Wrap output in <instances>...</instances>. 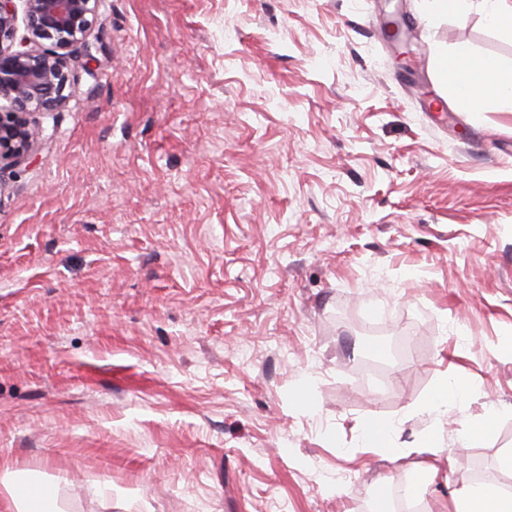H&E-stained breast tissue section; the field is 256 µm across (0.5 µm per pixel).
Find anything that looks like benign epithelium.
Listing matches in <instances>:
<instances>
[{"instance_id":"7a95c632","label":"benign epithelium","mask_w":512,"mask_h":512,"mask_svg":"<svg viewBox=\"0 0 512 512\" xmlns=\"http://www.w3.org/2000/svg\"><path fill=\"white\" fill-rule=\"evenodd\" d=\"M26 34L17 38L16 0H0V163L35 153L40 116L66 104L75 84L69 60L87 48L101 0H21ZM23 48L16 49V40Z\"/></svg>"}]
</instances>
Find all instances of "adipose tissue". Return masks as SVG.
<instances>
[{
  "label": "adipose tissue",
  "mask_w": 512,
  "mask_h": 512,
  "mask_svg": "<svg viewBox=\"0 0 512 512\" xmlns=\"http://www.w3.org/2000/svg\"><path fill=\"white\" fill-rule=\"evenodd\" d=\"M419 7L433 27L450 17L466 19L478 9L487 27L512 33V0H420ZM431 66L458 111L478 112L489 104L497 111L512 112V68L476 56L464 44L436 50ZM451 512H512V494L494 483L466 485L454 492Z\"/></svg>",
  "instance_id": "1"
}]
</instances>
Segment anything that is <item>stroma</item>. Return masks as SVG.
<instances>
[{"label": "stroma", "instance_id": "stroma-1", "mask_svg": "<svg viewBox=\"0 0 512 512\" xmlns=\"http://www.w3.org/2000/svg\"><path fill=\"white\" fill-rule=\"evenodd\" d=\"M460 43L512 64L417 0H104L36 161L0 167V512L17 481L61 512H371L429 435L420 512L512 481V113L440 103ZM445 377L468 397L423 412ZM396 425L385 417H374L365 427L363 443L367 448L393 452ZM436 442L432 437H427L417 448H414V452L418 455L426 456L427 460L421 464L420 473L423 477V483L420 490L426 489L429 485L435 483L440 477L439 467L431 461V459H439L438 448H436Z\"/></svg>", "mask_w": 512, "mask_h": 512}]
</instances>
